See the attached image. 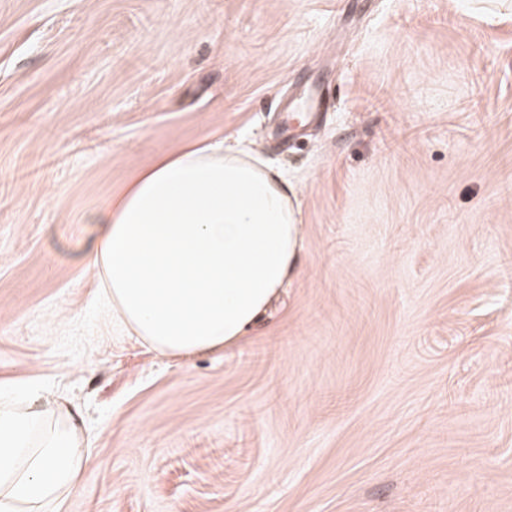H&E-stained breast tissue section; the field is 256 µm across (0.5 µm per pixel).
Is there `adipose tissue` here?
<instances>
[{
  "label": "adipose tissue",
  "instance_id": "ef3b65f1",
  "mask_svg": "<svg viewBox=\"0 0 512 512\" xmlns=\"http://www.w3.org/2000/svg\"><path fill=\"white\" fill-rule=\"evenodd\" d=\"M298 190L238 145L196 144L139 172L99 214L89 268L112 322L167 356L238 342L301 248ZM71 408L0 394V512H58L87 465Z\"/></svg>",
  "mask_w": 512,
  "mask_h": 512
}]
</instances>
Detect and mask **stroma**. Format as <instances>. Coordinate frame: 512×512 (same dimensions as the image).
Returning a JSON list of instances; mask_svg holds the SVG:
<instances>
[{
    "label": "stroma",
    "instance_id": "obj_1",
    "mask_svg": "<svg viewBox=\"0 0 512 512\" xmlns=\"http://www.w3.org/2000/svg\"><path fill=\"white\" fill-rule=\"evenodd\" d=\"M237 139L299 189L237 345L112 325L94 217ZM78 408L60 512H512V0H0V390Z\"/></svg>",
    "mask_w": 512,
    "mask_h": 512
}]
</instances>
